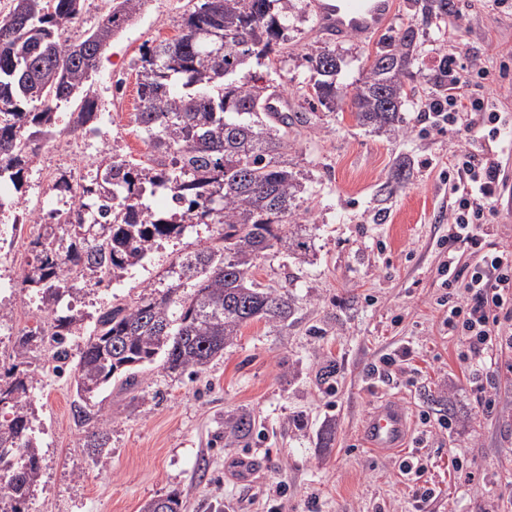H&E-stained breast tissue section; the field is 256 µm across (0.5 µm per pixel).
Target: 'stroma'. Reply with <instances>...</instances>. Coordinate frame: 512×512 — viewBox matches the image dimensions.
Here are the masks:
<instances>
[{"label": "stroma", "mask_w": 512, "mask_h": 512, "mask_svg": "<svg viewBox=\"0 0 512 512\" xmlns=\"http://www.w3.org/2000/svg\"><path fill=\"white\" fill-rule=\"evenodd\" d=\"M446 22L424 20L414 0H396L395 11L368 40L338 39L316 24L312 0H299L288 40L273 68L259 67L280 85L292 112L308 123L289 129L290 153L306 188L298 222L311 241L306 261L273 253L258 261L254 278L287 289L296 298L287 321L248 323L198 376L171 374L161 363L146 367L136 391L112 384L93 401L111 410L109 444L101 461L83 446L73 419L76 385L54 371L53 346L34 343L16 357L18 334L50 328L52 318L36 289L21 287L42 227L14 239L0 265V366L32 379L34 436L44 458L28 512H140L145 502L177 490L183 512H414L417 486L435 497L426 512H512V352L500 355L491 387L469 382L464 339L449 335L446 290L438 269L448 255V159L451 133L420 121V102L408 103L398 134L357 126L350 112L311 107L306 97L308 54L323 47L344 59L339 84L355 86L382 37L414 27L416 60L411 83L430 91L436 57L452 52L483 72V92L502 118L512 120V9L492 0H450ZM191 0H148L143 11L105 49L90 82L101 116L90 127L61 132L40 144L36 163L18 199L37 209L54 200V181H75L85 159L120 147L128 156L150 146L135 114L144 47L178 37ZM414 167L393 196L379 190L399 155ZM218 225L197 224L156 249L144 264L100 285L85 277L58 306L82 320L68 344L78 355L95 319L115 303L130 304L146 285L166 288L179 257L217 237ZM411 348L413 360L397 382L370 376L386 354ZM404 406L408 435L390 452L369 448L362 435L367 415L383 399ZM493 407H486V400ZM250 414L247 441L228 446L230 422ZM332 430L331 447L321 434ZM422 455L418 480L400 471ZM252 458L258 472L248 482L233 470Z\"/></svg>", "instance_id": "obj_1"}]
</instances>
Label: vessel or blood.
Wrapping results in <instances>:
<instances>
[{
  "label": "vessel or blood",
  "mask_w": 512,
  "mask_h": 512,
  "mask_svg": "<svg viewBox=\"0 0 512 512\" xmlns=\"http://www.w3.org/2000/svg\"><path fill=\"white\" fill-rule=\"evenodd\" d=\"M393 0H315V13L324 32L352 40H365L381 30L393 11ZM407 432L403 405L386 399L364 424L371 447L396 448Z\"/></svg>",
  "instance_id": "b4317fda"
}]
</instances>
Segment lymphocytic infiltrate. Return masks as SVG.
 Returning a JSON list of instances; mask_svg holds the SVG:
<instances>
[{
	"instance_id": "f902f5d3",
	"label": "lymphocytic infiltrate",
	"mask_w": 512,
	"mask_h": 512,
	"mask_svg": "<svg viewBox=\"0 0 512 512\" xmlns=\"http://www.w3.org/2000/svg\"><path fill=\"white\" fill-rule=\"evenodd\" d=\"M432 126L449 130L459 140L450 157L453 171L449 186L455 201L448 224L449 260L442 266L454 274L453 257L467 251L477 261L459 281L454 305L448 308V331L465 338L470 381L482 387L496 363L497 354L512 350V250L488 243L489 224L498 217L501 165L496 155L473 150L477 139L497 138L501 117L474 87L468 70L448 64V95L431 102Z\"/></svg>"
}]
</instances>
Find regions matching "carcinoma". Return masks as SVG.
Wrapping results in <instances>:
<instances>
[{
    "instance_id": "obj_1",
    "label": "carcinoma",
    "mask_w": 512,
    "mask_h": 512,
    "mask_svg": "<svg viewBox=\"0 0 512 512\" xmlns=\"http://www.w3.org/2000/svg\"><path fill=\"white\" fill-rule=\"evenodd\" d=\"M85 0H11L0 16V181L15 191L34 163L37 145L56 134L55 109L81 98L71 113L75 131L97 118L96 100L86 83L98 69L112 37L134 19L147 0H111L96 27L79 43L63 34L80 17ZM425 20L448 15V0H422ZM294 0H201L184 18L182 34L149 47L138 83V128L157 163L142 167L104 151L100 173L81 186L78 204L63 221L48 222L34 242V257L22 285L41 294L54 315L51 341L57 370L74 373L79 401L77 423L88 426L84 447L99 456L109 443L111 415L87 401L106 385L131 387L140 370L162 360L163 369L197 374L254 320L285 321L292 313L290 293L262 288L252 270L265 252L277 248L304 260L309 245L299 234L298 210L305 186L288 158V127L308 122L301 112H273L279 96L273 80L245 71L279 52L287 41ZM417 33L412 27L382 41L365 76L353 90L336 86L341 70L336 51L308 57L307 97L330 112L350 104L358 125L398 130L401 112L416 96L407 87ZM443 96L448 88V56L435 59L430 78ZM411 159L396 158L387 195L410 175ZM163 192L178 212L155 213L145 196ZM100 233L82 232L87 222ZM194 224H219L218 237L185 255L171 271L176 282L143 294L132 304L102 311L70 362L68 337L81 319L59 315L72 291L73 276L91 265L104 277L119 278L140 265L162 240L182 236ZM70 229L69 242L58 234ZM194 279L184 291L182 278ZM0 383V512H25L42 475L43 458L32 436V404L26 379ZM255 426L247 414L235 418L230 444L249 438ZM182 495L172 491L147 501L141 512H181Z\"/></svg>"
}]
</instances>
